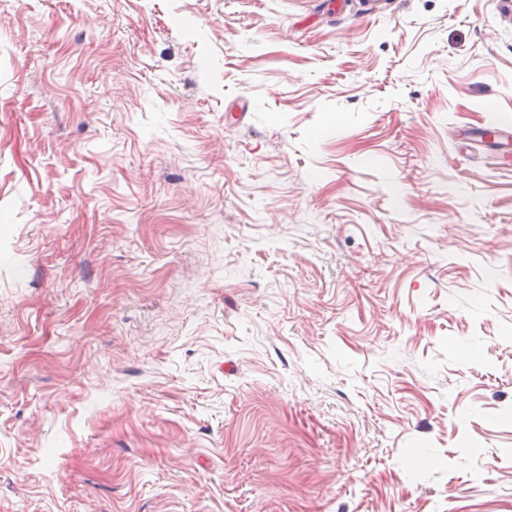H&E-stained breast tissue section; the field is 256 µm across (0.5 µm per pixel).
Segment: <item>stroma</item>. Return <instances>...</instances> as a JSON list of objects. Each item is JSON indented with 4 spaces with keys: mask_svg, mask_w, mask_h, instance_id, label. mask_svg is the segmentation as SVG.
Returning a JSON list of instances; mask_svg holds the SVG:
<instances>
[{
    "mask_svg": "<svg viewBox=\"0 0 512 512\" xmlns=\"http://www.w3.org/2000/svg\"><path fill=\"white\" fill-rule=\"evenodd\" d=\"M512 0H0V512H512Z\"/></svg>",
    "mask_w": 512,
    "mask_h": 512,
    "instance_id": "1",
    "label": "stroma"
}]
</instances>
